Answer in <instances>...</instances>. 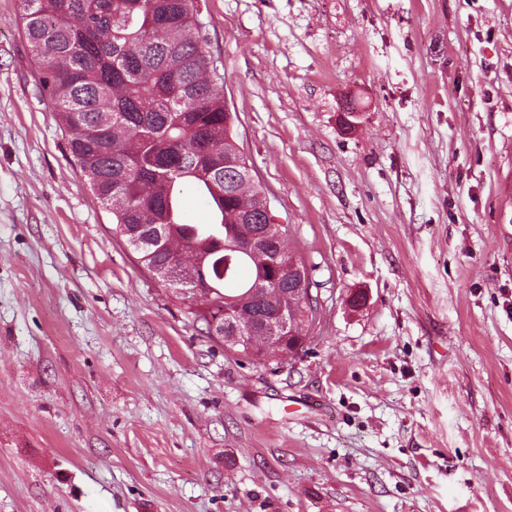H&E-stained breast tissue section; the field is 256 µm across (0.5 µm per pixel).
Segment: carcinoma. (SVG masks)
<instances>
[{"mask_svg":"<svg viewBox=\"0 0 512 512\" xmlns=\"http://www.w3.org/2000/svg\"><path fill=\"white\" fill-rule=\"evenodd\" d=\"M23 36L38 63L36 87L67 133L71 154L123 239L137 226H164L162 240L137 251L155 276L187 302L201 334L208 317L242 305L251 316L278 305L255 289L272 256L247 247L252 224H272L268 199L233 132L224 77L209 50L197 0H16ZM204 199L205 224L189 221L186 195ZM279 262L282 290L313 284V267L293 253ZM206 278L197 299L186 284Z\"/></svg>","mask_w":512,"mask_h":512,"instance_id":"cac0c4a2","label":"carcinoma"}]
</instances>
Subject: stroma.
Instances as JSON below:
<instances>
[{
  "label": "stroma",
  "mask_w": 512,
  "mask_h": 512,
  "mask_svg": "<svg viewBox=\"0 0 512 512\" xmlns=\"http://www.w3.org/2000/svg\"><path fill=\"white\" fill-rule=\"evenodd\" d=\"M198 5L315 320L200 334L0 0V512H512V0ZM293 261H295L296 263H294ZM279 263H285V264H288V266L296 267V271L301 276L302 281L304 282L302 288H309L308 296H311V288L310 287L313 284V279H312V272L314 270L313 266H308L306 264L305 260L301 256L293 254L290 250H288V255H286V256L281 255V257L279 259ZM308 296L304 297L302 299V303L303 302L308 303V301H309ZM307 303H304L305 312L302 315V319L296 321V324L294 325V329H295L296 333L299 332L300 325H304L305 323L309 324L310 321L312 320L314 307L312 304H310V303L307 304ZM309 317H310V319H309Z\"/></svg>",
  "instance_id": "35a3bbf8"
}]
</instances>
